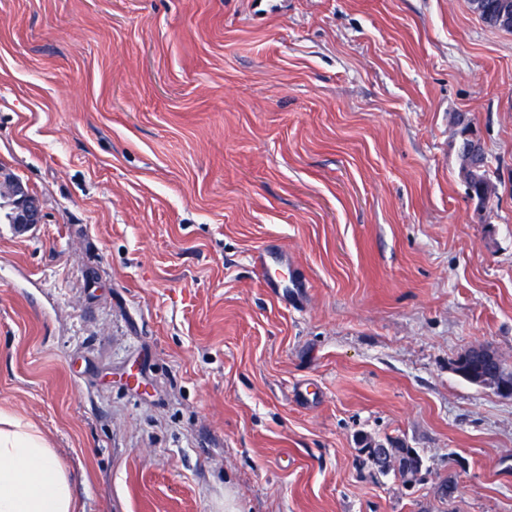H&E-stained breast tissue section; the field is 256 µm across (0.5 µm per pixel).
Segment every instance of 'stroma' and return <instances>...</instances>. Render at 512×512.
I'll return each instance as SVG.
<instances>
[{
  "label": "stroma",
  "instance_id": "obj_1",
  "mask_svg": "<svg viewBox=\"0 0 512 512\" xmlns=\"http://www.w3.org/2000/svg\"><path fill=\"white\" fill-rule=\"evenodd\" d=\"M0 168L43 212L0 223V408L84 512H512V398L451 370L512 366V33L469 0H0ZM501 361L490 348L478 346L459 354L452 363V370L474 385L492 389L499 396L511 399L512 370L503 371ZM372 458L377 461L378 464L383 465L387 469L394 470L399 478L406 482L412 481L411 470L408 462L400 460L397 456L391 455L388 451H379L378 453L373 452Z\"/></svg>",
  "mask_w": 512,
  "mask_h": 512
}]
</instances>
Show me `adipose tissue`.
<instances>
[{"label":"adipose tissue","mask_w":512,"mask_h":512,"mask_svg":"<svg viewBox=\"0 0 512 512\" xmlns=\"http://www.w3.org/2000/svg\"><path fill=\"white\" fill-rule=\"evenodd\" d=\"M0 512H81L74 481L42 432L0 411Z\"/></svg>","instance_id":"adipose-tissue-1"}]
</instances>
